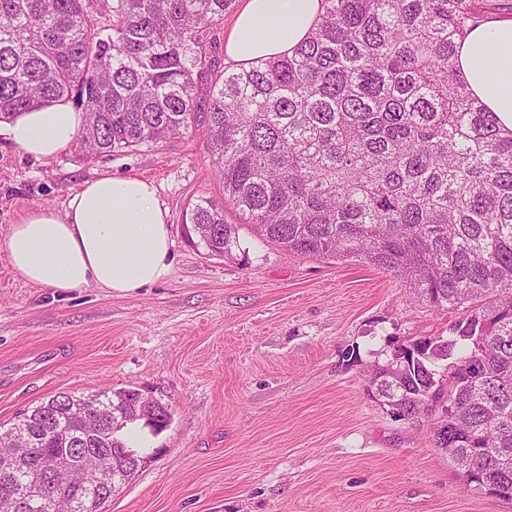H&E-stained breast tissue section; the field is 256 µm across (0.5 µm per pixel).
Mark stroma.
<instances>
[{
	"label": "stroma",
	"mask_w": 512,
	"mask_h": 512,
	"mask_svg": "<svg viewBox=\"0 0 512 512\" xmlns=\"http://www.w3.org/2000/svg\"><path fill=\"white\" fill-rule=\"evenodd\" d=\"M153 182L170 226L169 275L128 294L19 277L4 247L32 209L63 211L85 181ZM203 130L92 160L26 155L0 123V425L61 392L134 388L172 411L139 434L154 455L108 512H512L464 488L428 427L368 394L370 365L444 336L438 310L386 271L312 259L241 231L233 258L183 221L221 198Z\"/></svg>",
	"instance_id": "1"
}]
</instances>
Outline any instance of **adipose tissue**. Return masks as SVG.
Returning <instances> with one entry per match:
<instances>
[{
    "label": "adipose tissue",
    "instance_id": "1",
    "mask_svg": "<svg viewBox=\"0 0 512 512\" xmlns=\"http://www.w3.org/2000/svg\"><path fill=\"white\" fill-rule=\"evenodd\" d=\"M323 0H243L225 53L246 64L291 53L323 13ZM456 66L470 92L512 129V20L490 18L468 31ZM85 116L65 99L19 115L9 134L34 158L66 151ZM167 212L153 183L131 176L85 182L64 212L39 207L12 225L6 249L14 271L32 284L74 290L91 285L130 293L170 271Z\"/></svg>",
    "mask_w": 512,
    "mask_h": 512
}]
</instances>
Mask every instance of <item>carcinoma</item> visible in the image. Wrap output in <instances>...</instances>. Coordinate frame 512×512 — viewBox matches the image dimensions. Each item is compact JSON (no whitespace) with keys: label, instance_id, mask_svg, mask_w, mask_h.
<instances>
[{"label":"carcinoma","instance_id":"obj_1","mask_svg":"<svg viewBox=\"0 0 512 512\" xmlns=\"http://www.w3.org/2000/svg\"><path fill=\"white\" fill-rule=\"evenodd\" d=\"M86 0H0V122L68 99L86 113L83 159L204 130L223 199L185 215L197 244L224 257L248 227L312 258H356L461 316L448 336L398 348L376 365L370 396L397 421L433 417L435 444L465 487L512 499V130L473 97L456 40L486 0H324L292 55L205 69L199 31L235 0H112V22ZM208 108L198 111L201 83ZM231 209L240 223L229 224ZM107 406L87 428L90 400ZM135 390L61 393L0 431L32 455L0 472V512H82L134 478L122 429Z\"/></svg>","mask_w":512,"mask_h":512}]
</instances>
